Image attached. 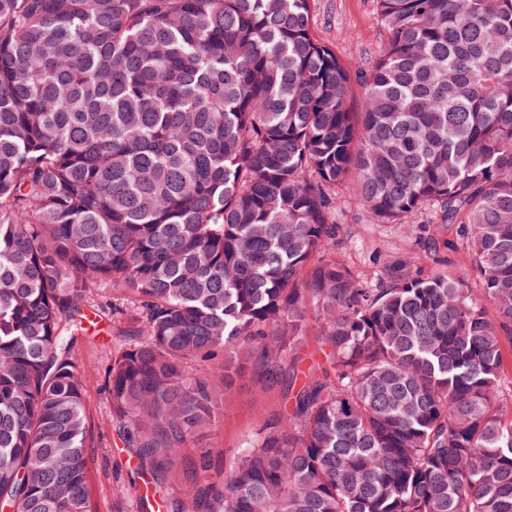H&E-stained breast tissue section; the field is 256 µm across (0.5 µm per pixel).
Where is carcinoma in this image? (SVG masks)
<instances>
[{"instance_id": "obj_1", "label": "carcinoma", "mask_w": 512, "mask_h": 512, "mask_svg": "<svg viewBox=\"0 0 512 512\" xmlns=\"http://www.w3.org/2000/svg\"><path fill=\"white\" fill-rule=\"evenodd\" d=\"M377 4L356 111L314 0H0L4 512H90L73 344L106 285L112 422L152 482L241 362L287 384L173 512H512V0ZM342 184L377 224L439 208L479 288L406 259L361 280Z\"/></svg>"}]
</instances>
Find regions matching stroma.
I'll return each instance as SVG.
<instances>
[{
    "mask_svg": "<svg viewBox=\"0 0 512 512\" xmlns=\"http://www.w3.org/2000/svg\"><path fill=\"white\" fill-rule=\"evenodd\" d=\"M314 38L329 46L346 65L370 70L384 52L387 34L381 24L376 0H315ZM336 222L340 232L336 251L365 280H373L384 262L395 257L412 258L425 269L458 272L463 268L462 249L455 233L449 244L436 252L422 249L420 242L440 226V214L426 207L413 224H376L354 195L337 188ZM117 296L111 288H96L89 302L99 315L75 348L82 366L83 394L92 433L88 459V484L93 512H165L162 503L169 492L147 483L112 427V412L104 386L105 371L113 349L124 342L112 318ZM288 404L279 388L262 389L253 368L236 376L229 401L218 407L213 425L186 448L170 472L171 480L182 477L199 450H208L214 468H221L237 446L252 437L266 420L286 413ZM124 488L116 497V488ZM149 501L142 510L141 501Z\"/></svg>",
    "mask_w": 512,
    "mask_h": 512,
    "instance_id": "stroma-1",
    "label": "stroma"
}]
</instances>
